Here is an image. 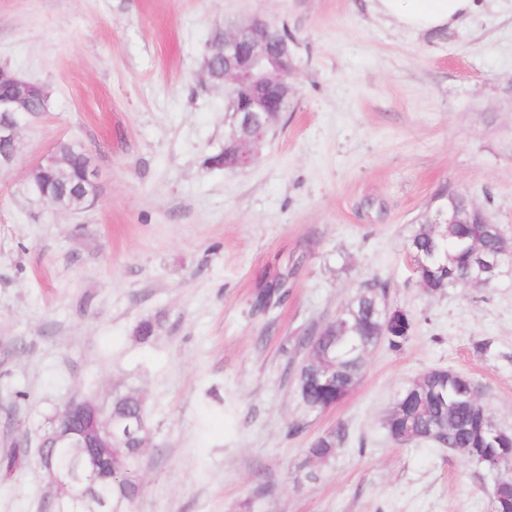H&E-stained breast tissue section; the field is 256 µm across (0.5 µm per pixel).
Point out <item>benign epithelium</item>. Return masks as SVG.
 I'll use <instances>...</instances> for the list:
<instances>
[{"mask_svg":"<svg viewBox=\"0 0 512 512\" xmlns=\"http://www.w3.org/2000/svg\"><path fill=\"white\" fill-rule=\"evenodd\" d=\"M290 41L282 37L270 23L261 19L242 25L224 34L212 47L211 55L219 58L224 67V82L228 83L231 128L241 124L253 130L251 140L238 142L236 166H250L256 159V146L264 141L268 129L262 115L285 111L288 104V78L292 68L286 65L290 56ZM39 93L36 83L17 74L0 69V166L11 163L17 151V132L30 112L34 97ZM69 160L53 149L39 159L31 172L54 169L60 182H67L64 166ZM95 185V171L86 160L83 179L71 187L69 194L91 204L95 196L86 187ZM426 223L432 234L448 239L450 224H488L485 212L471 203L467 206L451 200L447 210L427 214ZM481 272L504 271L512 268V248L475 254ZM81 442L75 466L64 470L55 462L54 451L67 447L70 437ZM114 425L112 411L94 398L68 401L55 418L45 443L38 447V462L48 478L52 497L56 501H75L94 495L101 481L112 477V448Z\"/></svg>","mask_w":512,"mask_h":512,"instance_id":"obj_1","label":"benign epithelium"}]
</instances>
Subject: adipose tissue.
Here are the masks:
<instances>
[{
	"label": "adipose tissue",
	"mask_w": 512,
	"mask_h": 512,
	"mask_svg": "<svg viewBox=\"0 0 512 512\" xmlns=\"http://www.w3.org/2000/svg\"><path fill=\"white\" fill-rule=\"evenodd\" d=\"M370 8L403 30L429 34L466 22L475 0H370Z\"/></svg>",
	"instance_id": "ef3b65f1"
}]
</instances>
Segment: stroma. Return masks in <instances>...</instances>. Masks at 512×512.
<instances>
[{
	"mask_svg": "<svg viewBox=\"0 0 512 512\" xmlns=\"http://www.w3.org/2000/svg\"><path fill=\"white\" fill-rule=\"evenodd\" d=\"M255 18L295 38L288 107L252 166L213 167L228 97L204 61ZM0 66L49 96L0 167V449L38 444L71 398L107 407L137 388L150 433L131 512H490L512 467L396 443L384 420L405 385L450 368L512 431V271L433 293L407 249L444 184L512 242V0H477L439 35L367 0H0ZM63 141L97 171L78 212L28 190ZM276 260L295 272L266 333L250 300ZM372 281L412 316L408 341L380 344L348 395L304 416L301 358L282 346ZM339 426L346 441L306 481V448ZM48 498L33 462L0 485V512Z\"/></svg>",
	"mask_w": 512,
	"mask_h": 512,
	"instance_id": "35a3bbf8",
	"label": "stroma"
}]
</instances>
